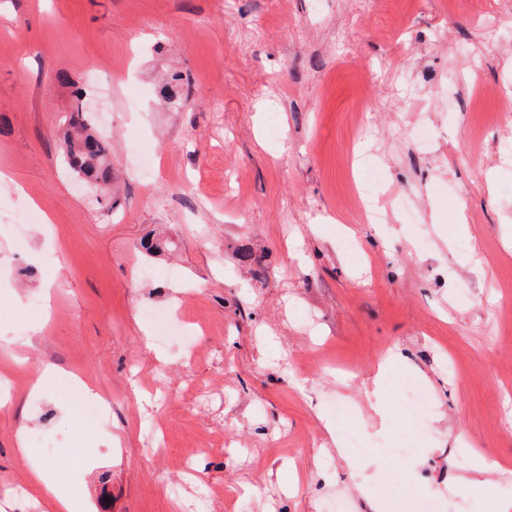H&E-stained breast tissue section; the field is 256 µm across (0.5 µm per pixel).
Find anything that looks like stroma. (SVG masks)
<instances>
[{"label":"stroma","mask_w":512,"mask_h":512,"mask_svg":"<svg viewBox=\"0 0 512 512\" xmlns=\"http://www.w3.org/2000/svg\"><path fill=\"white\" fill-rule=\"evenodd\" d=\"M78 106L111 147L104 203L64 155ZM510 179L512 0H0V512H48L22 426L89 512H500ZM22 201L40 223L13 225ZM48 364L109 402L116 444L60 386L31 394ZM480 455L500 470L474 494ZM400 397L407 404L408 419L416 431H424L426 428V419L424 410L428 402L422 392L412 383L406 382L400 389Z\"/></svg>","instance_id":"1"}]
</instances>
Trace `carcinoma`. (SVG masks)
I'll return each instance as SVG.
<instances>
[{
  "label": "carcinoma",
  "instance_id": "carcinoma-1",
  "mask_svg": "<svg viewBox=\"0 0 512 512\" xmlns=\"http://www.w3.org/2000/svg\"><path fill=\"white\" fill-rule=\"evenodd\" d=\"M65 136V157L70 167L98 187L112 177V163L107 142L89 127L81 107H76L68 120Z\"/></svg>",
  "mask_w": 512,
  "mask_h": 512
}]
</instances>
